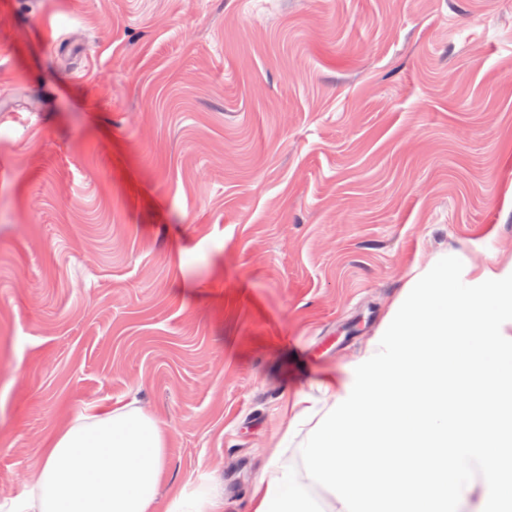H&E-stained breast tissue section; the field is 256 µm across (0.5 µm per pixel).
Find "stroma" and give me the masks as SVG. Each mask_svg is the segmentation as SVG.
I'll return each mask as SVG.
<instances>
[{
  "instance_id": "stroma-1",
  "label": "stroma",
  "mask_w": 512,
  "mask_h": 512,
  "mask_svg": "<svg viewBox=\"0 0 512 512\" xmlns=\"http://www.w3.org/2000/svg\"><path fill=\"white\" fill-rule=\"evenodd\" d=\"M508 252L512 0H0V504L133 402L249 512L416 267Z\"/></svg>"
}]
</instances>
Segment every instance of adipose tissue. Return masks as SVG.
<instances>
[{"label":"adipose tissue","mask_w":512,"mask_h":512,"mask_svg":"<svg viewBox=\"0 0 512 512\" xmlns=\"http://www.w3.org/2000/svg\"><path fill=\"white\" fill-rule=\"evenodd\" d=\"M447 261L405 285L353 380L329 378L332 404L302 396L291 422L318 416L304 473L272 464L251 512H512V260ZM171 433L126 404L64 416L11 512H224L178 490L161 502Z\"/></svg>","instance_id":"obj_1"}]
</instances>
